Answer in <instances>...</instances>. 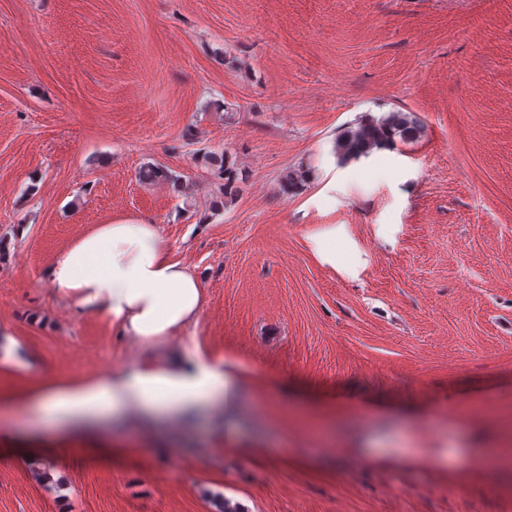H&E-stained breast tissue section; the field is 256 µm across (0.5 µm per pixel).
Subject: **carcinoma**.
<instances>
[{
	"instance_id": "obj_1",
	"label": "carcinoma",
	"mask_w": 512,
	"mask_h": 512,
	"mask_svg": "<svg viewBox=\"0 0 512 512\" xmlns=\"http://www.w3.org/2000/svg\"><path fill=\"white\" fill-rule=\"evenodd\" d=\"M423 126L409 112H391L378 120L359 121L336 134L333 152L341 165L373 151L393 150L400 143H412L422 136ZM195 165L213 177L224 181V201H229L238 192L239 183L246 179L245 172L235 166L225 151L201 150L194 156ZM314 178V169L309 165L291 166L283 173L281 184L289 192L304 189ZM139 179L146 183L168 181L179 188L183 186V175L167 171L155 164L147 163L139 170Z\"/></svg>"
}]
</instances>
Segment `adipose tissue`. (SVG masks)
Masks as SVG:
<instances>
[{"label":"adipose tissue","instance_id":"adipose-tissue-1","mask_svg":"<svg viewBox=\"0 0 512 512\" xmlns=\"http://www.w3.org/2000/svg\"><path fill=\"white\" fill-rule=\"evenodd\" d=\"M48 282L80 314L107 317L149 351L180 337L204 304L198 275L140 216H116L76 237L49 267ZM242 387V374L223 361L172 351L109 376L43 385L32 400L50 423L131 415L185 421L205 409H236Z\"/></svg>","mask_w":512,"mask_h":512}]
</instances>
